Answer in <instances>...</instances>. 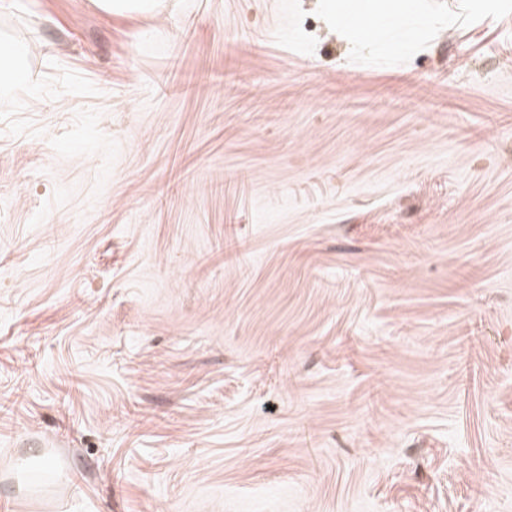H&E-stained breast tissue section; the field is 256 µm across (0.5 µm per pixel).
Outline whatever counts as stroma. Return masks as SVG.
Here are the masks:
<instances>
[{
  "label": "stroma",
  "mask_w": 512,
  "mask_h": 512,
  "mask_svg": "<svg viewBox=\"0 0 512 512\" xmlns=\"http://www.w3.org/2000/svg\"><path fill=\"white\" fill-rule=\"evenodd\" d=\"M0 512H512V0H0ZM409 0H324V8L336 26L345 27L350 21L361 27L382 17L401 21L409 12Z\"/></svg>",
  "instance_id": "obj_1"
}]
</instances>
